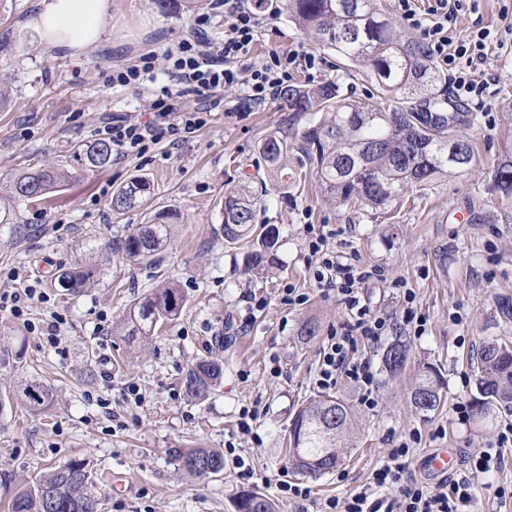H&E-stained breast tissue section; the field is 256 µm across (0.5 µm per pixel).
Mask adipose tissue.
Wrapping results in <instances>:
<instances>
[{
  "mask_svg": "<svg viewBox=\"0 0 512 512\" xmlns=\"http://www.w3.org/2000/svg\"><path fill=\"white\" fill-rule=\"evenodd\" d=\"M110 8V0H38L30 22L49 49L76 58L101 41Z\"/></svg>",
  "mask_w": 512,
  "mask_h": 512,
  "instance_id": "ef3b65f1",
  "label": "adipose tissue"
}]
</instances>
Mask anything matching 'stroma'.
Wrapping results in <instances>:
<instances>
[{
  "label": "stroma",
  "instance_id": "stroma-1",
  "mask_svg": "<svg viewBox=\"0 0 512 512\" xmlns=\"http://www.w3.org/2000/svg\"><path fill=\"white\" fill-rule=\"evenodd\" d=\"M34 0H0V194L24 169L49 163L66 171L60 191L45 202H18V223L34 233L16 241L0 228V293L37 288L47 303L31 301L23 316L0 310V392H15L36 377L51 385L53 402L33 412L21 402L0 415V469L10 470L18 485L71 459L86 460L103 498L104 512H237L245 491L259 492L278 512H318L325 499L369 487L390 448L405 433L420 431L411 448L409 470L428 486L439 475L428 471L429 459L453 452L458 468L495 442L501 424L482 427L459 422L453 408L471 402L475 359L483 341L512 343V318L498 308L512 299V198L492 183L491 171L504 147L512 145V121L504 105L512 101V55L492 53L479 81L487 84L492 111L478 113L471 139L469 170L410 194L394 214L371 209L333 208L322 200L314 171H307L287 199L269 198L257 205L256 224L280 230L274 253L254 263L250 246L225 243L218 229L225 193L255 189L259 149L270 135L294 133L302 123L282 100L255 108L243 88L225 89L223 106L194 137L179 144L162 139L140 157L115 160L102 168L88 166L78 146L98 142L107 115L147 110L165 73L137 90L111 86L113 69L134 64L141 54L163 55L191 37L197 15L212 11V0H112V17L104 39L88 47L80 61L48 51L27 21ZM303 50L320 60L316 70L297 74L299 84L332 80L342 97L365 98L371 85L358 71L344 72L334 54L265 0L249 63L268 52ZM149 179L147 205L113 214L110 193L130 179ZM468 211L461 224L456 215ZM177 215L178 226L156 264L133 263L113 253L114 240L148 223L156 212ZM305 223L333 229L330 245L338 254H357L366 265L385 271V282L369 284L373 305L393 314L401 303L387 283L406 280L428 318L424 336L400 327L368 349L378 371V404L366 410L347 384L335 396L351 408L355 421L348 451L332 473L317 478L290 470L286 440L296 410L317 396L313 387L319 351L330 325L346 318L335 294L316 288L307 270L301 236ZM89 265L97 272L91 288L76 296L51 287L56 267ZM176 283L186 297L181 315L147 341H129L116 327L130 306L150 288ZM303 289L308 303L291 307L280 301L285 284ZM263 297L264 310L250 313L246 298ZM63 315L59 344L30 332L49 312ZM319 332L308 342L299 332L306 320ZM402 339L409 357L400 374L383 369L382 355ZM204 358L219 359L224 376L209 396L186 401L182 377ZM279 359L287 377L270 373ZM435 367L443 380L444 402L438 410L415 409L410 393L422 365ZM137 385L142 403L124 398ZM261 402L266 413L260 442L236 436L242 406ZM443 437H435L436 429ZM234 441L249 458L253 473L240 476L226 462L222 476L190 478L178 470L170 451L196 445L223 448ZM310 489L308 500H288L277 483L280 472ZM120 477L116 491L110 476Z\"/></svg>",
  "mask_w": 512,
  "mask_h": 512
}]
</instances>
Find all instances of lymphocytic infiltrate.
Instances as JSON below:
<instances>
[{
  "label": "lymphocytic infiltrate",
  "instance_id": "f902f5d3",
  "mask_svg": "<svg viewBox=\"0 0 512 512\" xmlns=\"http://www.w3.org/2000/svg\"><path fill=\"white\" fill-rule=\"evenodd\" d=\"M464 2L432 0L424 10L417 0H397V10L405 23L419 30L429 58L446 70L449 94L482 109L486 106V87L476 83L473 75L486 66L491 49H504L505 43L497 30L478 19L468 34H458L455 22ZM224 17L229 35L222 47L212 48L202 39L200 31L211 21L210 15L202 14L195 20L197 36L166 50L161 58L171 82L152 100L151 119L142 122L115 116L105 121L100 134L111 142L116 158L144 155L165 137L176 143L186 141L206 125L209 113L220 103L219 91L244 86L248 100L260 107L282 94L298 72L315 68V55L305 51L273 52L261 64L241 67L259 24L257 9L246 0H224ZM189 95L195 104L186 109L181 101ZM330 237L323 225L303 227L315 283L322 291L335 292L348 311L347 321L327 332L313 385L328 392L335 390L339 381H348L358 392L360 406L371 410L377 405L376 371L360 349L387 335L393 324L388 314L372 306L365 288L371 282L386 280L385 271L356 261L342 262L329 246ZM421 441L420 432H410L390 449L386 463L374 473V490L364 489L343 499L328 498L320 512H468L476 477L504 466L505 451L512 447V426L498 433L494 451L472 457L465 470L432 490L408 473L410 450ZM394 486L400 490L398 497L389 500L375 494L376 489Z\"/></svg>",
  "mask_w": 512,
  "mask_h": 512
}]
</instances>
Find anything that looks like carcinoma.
<instances>
[{"label": "carcinoma", "instance_id": "obj_1", "mask_svg": "<svg viewBox=\"0 0 512 512\" xmlns=\"http://www.w3.org/2000/svg\"><path fill=\"white\" fill-rule=\"evenodd\" d=\"M281 11L300 30L310 34L320 48L336 55L339 66L361 70L373 83L374 91L365 101L340 97L333 81L314 85H291L282 95L288 110L302 117L323 113L294 134L271 136L264 140L260 154L268 179L260 180V197L271 192L285 193L283 183L288 159L301 157L316 167L321 193L334 206L359 210L370 208L391 215L401 206L408 192L426 189L440 177L458 174L448 163V140L462 142L473 156L470 142L460 134L458 117L448 120V96L441 93L442 76L423 46L403 35L387 14L382 0H282ZM92 167H103L112 158L109 144L98 142L85 150ZM495 187L512 197V156L497 162L493 170ZM64 183L53 166L45 165L17 174L9 184L8 197L38 202ZM151 185L135 177L112 190V212L121 214L140 206L150 196ZM253 197L246 193L224 195V241L237 244L256 238L261 250L253 254L260 262L273 249L280 230L273 224L255 228ZM0 224L8 225L14 238L30 235L32 229L16 222L6 207L0 206ZM175 232L163 213L112 246L131 262L153 264ZM94 270L73 267L57 270L51 285L67 295L81 293L94 285ZM184 295L173 282H163L150 290L130 309L123 330L125 335L148 340L157 326L178 318ZM408 348L403 342L391 343L383 355L386 371L394 376L406 365ZM224 375L223 363L202 359L183 376L186 400L204 399ZM474 417L485 426L512 416V345L488 340L483 343L474 370ZM51 389L37 378L28 380L18 394L0 395V413L20 400L28 409L39 411L51 401ZM414 407L421 412L436 410L442 401V384L437 372L424 365L418 370L411 391ZM337 412L335 425L326 430L319 422V409ZM349 406L336 396L321 395L301 406L289 427L288 455L294 469L310 477H320L335 468L345 437L353 424ZM172 459L192 477L207 478L224 471V454L214 448H175ZM239 501L251 504L244 511L276 512V505L265 495L248 491ZM88 464L80 459L39 476L31 486L12 496L11 512H102Z\"/></svg>", "mask_w": 512, "mask_h": 512}]
</instances>
